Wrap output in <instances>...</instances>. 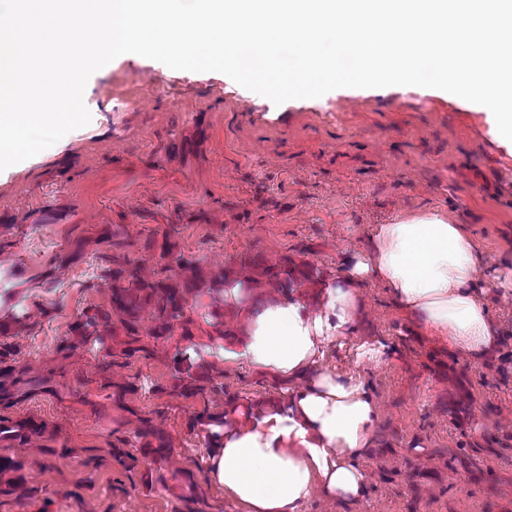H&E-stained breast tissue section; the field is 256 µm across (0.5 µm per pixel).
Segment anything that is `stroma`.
I'll use <instances>...</instances> for the list:
<instances>
[{
    "label": "stroma",
    "instance_id": "1",
    "mask_svg": "<svg viewBox=\"0 0 512 512\" xmlns=\"http://www.w3.org/2000/svg\"><path fill=\"white\" fill-rule=\"evenodd\" d=\"M84 103L87 126L0 171V224L28 225L15 258L29 273L66 249L72 225L123 224L134 234L143 223L183 225L186 248L211 259L306 245L311 262L332 272L345 247L363 249L376 225L440 211L485 252L481 279L502 335H512V206L500 202L502 186L474 187L485 176L482 160L512 171V148L473 103L392 86L340 88L277 107L222 73L173 70L130 53L90 77ZM244 108L298 118L279 130L230 127V114ZM322 112L341 118L323 126ZM453 194L468 196L465 214L452 207ZM99 273L92 259L72 266L48 294L0 282L17 306L41 296L54 305L23 352L54 346ZM363 296L358 336L390 341L399 326L411 343L363 371L380 406L377 434L392 450L368 458L371 492L358 512H408L414 499L420 512H512V376L495 356L475 364L443 353L445 370L422 368L417 348L443 352L441 344L411 325L381 285L369 283ZM415 438L452 455L492 440L498 453L484 458L473 482L441 460L405 454Z\"/></svg>",
    "mask_w": 512,
    "mask_h": 512
}]
</instances>
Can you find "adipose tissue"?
<instances>
[{
	"label": "adipose tissue",
	"instance_id": "obj_1",
	"mask_svg": "<svg viewBox=\"0 0 512 512\" xmlns=\"http://www.w3.org/2000/svg\"><path fill=\"white\" fill-rule=\"evenodd\" d=\"M485 264L446 215L405 214L377 225L366 251L344 255L318 308L292 296L252 304L224 360L290 388L284 406L256 402L252 417L225 429L223 447L210 449L206 468L226 497L246 512H302L316 494L349 510L360 504L370 492L365 464L380 417L360 368L387 363L395 347L381 337L358 341L348 368L330 361V346L351 337L372 281L455 354L486 359L499 334L480 278Z\"/></svg>",
	"mask_w": 512,
	"mask_h": 512
}]
</instances>
